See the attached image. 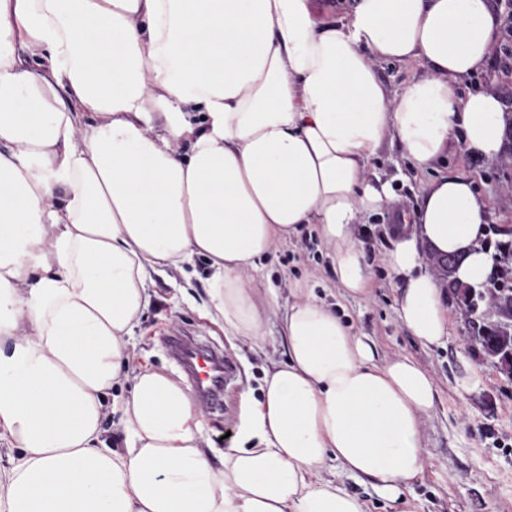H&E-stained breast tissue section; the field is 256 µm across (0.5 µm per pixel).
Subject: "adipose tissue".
Wrapping results in <instances>:
<instances>
[{
    "instance_id": "1",
    "label": "adipose tissue",
    "mask_w": 512,
    "mask_h": 512,
    "mask_svg": "<svg viewBox=\"0 0 512 512\" xmlns=\"http://www.w3.org/2000/svg\"><path fill=\"white\" fill-rule=\"evenodd\" d=\"M497 37L490 0H0V512H366L326 464L404 490L429 464L436 407L417 361H380L306 284L280 304L253 277L316 232L345 295L373 275L353 228L389 210L369 168L386 137L425 172L461 143L500 158L512 109L459 94ZM381 62L422 63L389 91ZM384 262L396 312L426 348L450 310L426 251L464 257L483 289L488 203L470 177L422 187ZM209 262L207 308L231 339L278 318L288 360L244 390L220 463L174 376L130 338L163 266ZM125 446L100 445L115 382Z\"/></svg>"
}]
</instances>
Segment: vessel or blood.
<instances>
[{"mask_svg":"<svg viewBox=\"0 0 512 512\" xmlns=\"http://www.w3.org/2000/svg\"><path fill=\"white\" fill-rule=\"evenodd\" d=\"M170 349L172 357L185 371L201 404L210 410L221 409L223 402L220 395L234 376V365L218 359L196 342L179 336L173 337Z\"/></svg>","mask_w":512,"mask_h":512,"instance_id":"b4317fda","label":"vessel or blood"}]
</instances>
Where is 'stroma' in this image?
<instances>
[{
	"label": "stroma",
	"mask_w": 512,
	"mask_h": 512,
	"mask_svg": "<svg viewBox=\"0 0 512 512\" xmlns=\"http://www.w3.org/2000/svg\"><path fill=\"white\" fill-rule=\"evenodd\" d=\"M373 167L382 179L392 182L407 209L418 204L422 183L431 176L414 173L398 143L389 139ZM435 173L474 176L491 215L485 244L492 249L505 240L512 230V129L495 163L473 157L455 143ZM392 224L386 213L368 216L356 227L374 276L368 298L342 295L327 247L307 229L278 244L256 277L270 283L283 302L295 281L307 280L318 296L335 305L354 333L374 342L379 358L407 355L432 375L436 409L423 425L430 465L405 491L408 500L420 505V512H512V375L485 359L475 340L477 329L459 305H451L450 333L437 348L422 347L401 324L395 311L394 281L383 262L394 239ZM207 278L208 263L201 257L181 269L152 273V300L134 329L132 348L136 363L182 376L165 340L178 327L234 360L237 379L224 389L223 411L200 416L202 445L217 458L230 444L229 433L236 430L241 392L259 390L265 370L285 361L287 350L274 319L265 326L262 349H253L244 339L228 341L223 330L203 314Z\"/></svg>",
	"instance_id": "35a3bbf8"
}]
</instances>
